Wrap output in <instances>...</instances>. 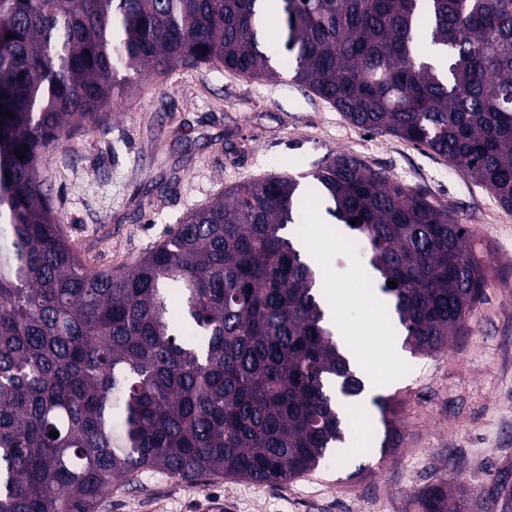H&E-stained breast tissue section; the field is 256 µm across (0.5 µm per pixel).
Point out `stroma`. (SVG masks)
<instances>
[{
	"instance_id": "stroma-1",
	"label": "stroma",
	"mask_w": 512,
	"mask_h": 512,
	"mask_svg": "<svg viewBox=\"0 0 512 512\" xmlns=\"http://www.w3.org/2000/svg\"><path fill=\"white\" fill-rule=\"evenodd\" d=\"M339 153L428 191L489 264L468 334L438 354L395 360L382 349L391 324L363 285L369 250H344L324 207L301 217L299 240L321 259L338 317L376 378L369 395L396 406L399 447L331 456L285 483L212 476L191 484L146 471L135 484H113L97 512H207L216 502L230 512H419L428 485L480 487L512 460V211L462 168L366 133L290 77L270 83L179 66L140 78L99 124L45 150L38 174L66 239L90 268L107 269L129 265L225 187L308 176Z\"/></svg>"
}]
</instances>
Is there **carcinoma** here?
Here are the masks:
<instances>
[{
  "label": "carcinoma",
  "mask_w": 512,
  "mask_h": 512,
  "mask_svg": "<svg viewBox=\"0 0 512 512\" xmlns=\"http://www.w3.org/2000/svg\"><path fill=\"white\" fill-rule=\"evenodd\" d=\"M261 2L0 0V105L14 114L0 119V512H96L112 484L145 471L284 482L342 451L334 392L358 402L366 385L323 320L325 276L295 244L299 180L236 183L131 268L95 271L37 176L42 149L97 124L133 76L212 66L281 78ZM279 11L293 81L350 123L465 168L512 209V0ZM426 35L442 46L430 62ZM312 177L326 212L367 241L371 288L406 346L429 355L464 335L486 270L464 225L351 155ZM373 403L384 452L399 442L394 406ZM511 484L500 469L480 489L434 485L421 512H459L457 500L493 512Z\"/></svg>",
  "instance_id": "cac0c4a2"
}]
</instances>
